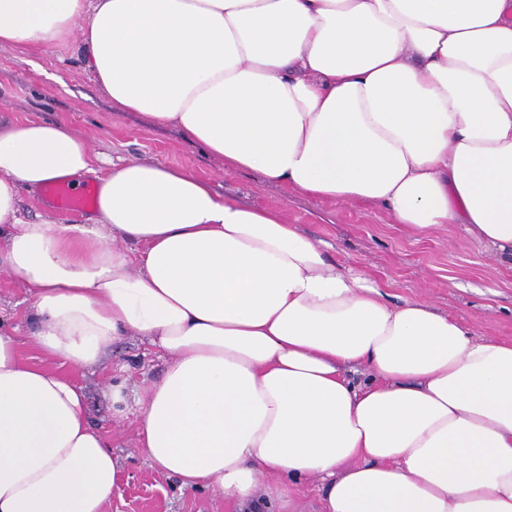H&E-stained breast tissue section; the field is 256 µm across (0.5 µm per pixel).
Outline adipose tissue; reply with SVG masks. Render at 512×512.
Returning a JSON list of instances; mask_svg holds the SVG:
<instances>
[{
	"instance_id": "1",
	"label": "adipose tissue",
	"mask_w": 512,
	"mask_h": 512,
	"mask_svg": "<svg viewBox=\"0 0 512 512\" xmlns=\"http://www.w3.org/2000/svg\"><path fill=\"white\" fill-rule=\"evenodd\" d=\"M63 42L227 169L512 261V0H0V44ZM65 178L95 182L90 223L22 212ZM0 267L45 357L99 366L127 335L168 355L137 422L181 487L240 512L301 479L323 512H512V341L390 303L282 212L5 123ZM118 478L81 386L0 328V512H105Z\"/></svg>"
}]
</instances>
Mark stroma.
<instances>
[{"label":"stroma","mask_w":512,"mask_h":512,"mask_svg":"<svg viewBox=\"0 0 512 512\" xmlns=\"http://www.w3.org/2000/svg\"><path fill=\"white\" fill-rule=\"evenodd\" d=\"M62 122L108 160L147 159L211 182L238 203L283 211L289 223L318 243L337 265L362 272L393 303L423 300L439 314L461 319L476 335L512 340V268L464 225L440 224L414 233L382 207L318 200L256 171H228L224 163L172 126L114 105L96 76L68 45L43 51L0 46V122ZM30 301L20 283L0 269V320L14 327L21 358L45 364L28 327ZM166 357L138 337L113 344L100 367L63 365L86 395L89 417L119 462L120 479L106 512H235L207 489L182 488L159 473L140 448L134 406L116 416L110 387L123 383L136 398L159 377Z\"/></svg>","instance_id":"35a3bbf8"}]
</instances>
